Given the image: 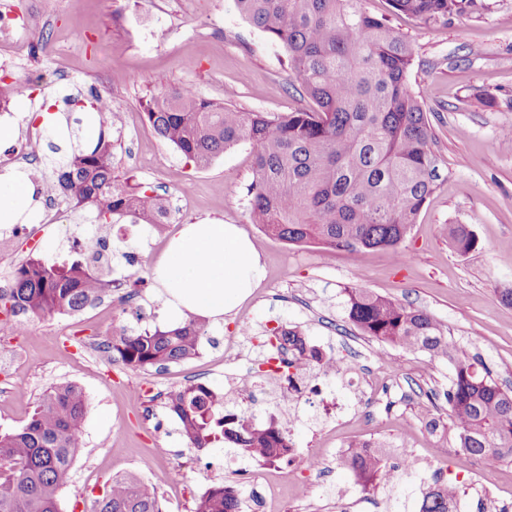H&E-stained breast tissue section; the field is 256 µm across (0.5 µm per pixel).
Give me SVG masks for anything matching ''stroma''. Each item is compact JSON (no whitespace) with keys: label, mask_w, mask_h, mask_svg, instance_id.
<instances>
[{"label":"stroma","mask_w":512,"mask_h":512,"mask_svg":"<svg viewBox=\"0 0 512 512\" xmlns=\"http://www.w3.org/2000/svg\"><path fill=\"white\" fill-rule=\"evenodd\" d=\"M477 13H460L447 23L421 25L395 10L390 0H367L370 12L407 36L414 52L409 81L420 92L436 142L438 180L406 238L405 259L395 263L384 248L358 256L326 254L313 244L292 245L257 227L247 188L253 180V148L243 142L204 167L186 163L148 130L145 102L157 89L189 85L207 99L247 112L281 115L306 107L297 93L284 50L249 25L234 0H0L1 11H32V29L44 40L67 47L69 83H58L55 64L43 53L7 66V77L44 74L45 81L13 102L12 120L0 126V172L23 167L28 156H49L48 139H29L43 112L66 117V98L90 104L97 78L112 76V105L133 116L143 136L112 131L113 161L121 176L151 186L170 200L171 218L155 227L122 220L112 227V275H135L136 308L106 313L96 302L78 313L82 333L78 364L65 365L58 329L62 316L28 322L20 339L22 359L14 374L0 375V429L23 425L42 394L60 382L81 386L88 398L85 446L60 493L61 512H95L112 479L135 473L168 499L173 486L188 492L181 512H194L206 488L226 476L261 465L231 447L187 448L178 420L166 405L169 392L205 382L225 398H238L263 347H228L238 326L260 338L296 326L323 351L346 354L339 374L325 378L323 392L302 398L292 413L279 414L271 392L275 380L258 377L247 406L261 417L279 414L289 429L292 453L278 462L273 478L290 512H419L421 491L434 477L451 481V428L429 432L425 421L446 417L443 397L452 364L421 352H406L361 336L349 323L346 291L361 288L427 311L462 350L478 355L501 387L512 388V307L500 292L512 288V0H485ZM195 68H186L185 57ZM83 210L62 204L58 225L22 235L13 253L0 256V277L30 259L63 263L74 254L67 232L85 234ZM206 218L236 224L253 242L265 265L260 287L222 325L211 326L199 354L165 369L113 366L103 349L120 327L168 328L165 307L154 290L153 268L182 225ZM464 224L474 247L457 252L448 227ZM394 357L397 373L383 377L377 355ZM378 404L359 409L361 395ZM358 441L384 442L419 459L414 472L390 491H363L356 475L340 465ZM166 451L158 460L155 449ZM323 456V478L308 477L303 459ZM468 494L464 512L479 505L512 512V461L459 476Z\"/></svg>","instance_id":"stroma-1"}]
</instances>
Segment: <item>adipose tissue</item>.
Masks as SVG:
<instances>
[{
    "mask_svg": "<svg viewBox=\"0 0 512 512\" xmlns=\"http://www.w3.org/2000/svg\"><path fill=\"white\" fill-rule=\"evenodd\" d=\"M33 185L20 172L0 175V228L21 221L32 201ZM265 266L238 225L201 220L183 225L156 262L155 288L171 321L195 316L224 322L265 278Z\"/></svg>",
    "mask_w": 512,
    "mask_h": 512,
    "instance_id": "1",
    "label": "adipose tissue"
}]
</instances>
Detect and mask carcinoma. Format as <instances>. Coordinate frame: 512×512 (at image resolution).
<instances>
[{"label": "carcinoma", "instance_id": "1", "mask_svg": "<svg viewBox=\"0 0 512 512\" xmlns=\"http://www.w3.org/2000/svg\"><path fill=\"white\" fill-rule=\"evenodd\" d=\"M390 2L424 25L446 24L466 8L485 7L482 0ZM235 5L243 19L284 49L299 92L315 108L270 117L211 101L187 86H167L146 106L155 134L198 167L250 142L252 221L278 240L316 244L328 253L357 255L381 247L403 255V243L437 179L435 137L408 82L414 64L408 40L373 15L364 0H235ZM117 122L112 106L93 105L67 120L66 129H46L51 137L66 138L68 151L25 173L83 208L91 225L125 217L136 224H163L168 199L115 174L111 131ZM89 123L98 124L94 141L87 137ZM49 166L52 177L46 174ZM448 238L460 253L475 244L464 224L449 226ZM106 249V239L92 236L88 255L68 263H22L12 287L0 290V308L27 320L82 311L108 286L103 267L88 259ZM346 295L348 320L361 335L452 362L444 398L461 454L493 464L512 461V389L500 387L481 361L466 356L427 311L359 288ZM206 332V323L194 318L153 332L125 326L112 336V348L131 369L165 368L195 358ZM277 343L292 352L293 366L302 361L317 371L340 370L295 327L281 330ZM167 405L186 445L198 451L228 444L253 461L272 462L292 450L287 428L253 425L248 410L226 408L223 397L204 383L169 393ZM86 412L82 388L62 382L40 397L22 426L0 431V512H60V492L84 447ZM391 454L381 443L358 442L341 465L365 490L390 489L399 482ZM464 493L436 478L423 494L420 512H460ZM97 512H163V507L157 487L130 473L112 480ZM195 512H242V502L235 490L213 486L197 500Z\"/></svg>", "mask_w": 512, "mask_h": 512}]
</instances>
